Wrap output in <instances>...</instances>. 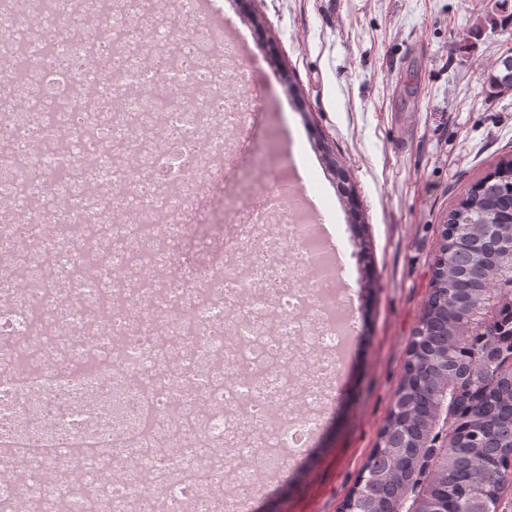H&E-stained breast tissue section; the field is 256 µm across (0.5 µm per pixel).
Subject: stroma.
<instances>
[{
  "label": "stroma",
  "mask_w": 512,
  "mask_h": 512,
  "mask_svg": "<svg viewBox=\"0 0 512 512\" xmlns=\"http://www.w3.org/2000/svg\"><path fill=\"white\" fill-rule=\"evenodd\" d=\"M231 56L249 73L225 128L234 152L184 219L197 280L239 233L213 228L247 201L264 170L307 167L313 201L340 229L353 342L309 447L265 477L249 512H341L404 373L442 225L459 199L512 157V91L486 78L512 52V24L476 30L480 0H213ZM337 161L349 174L328 168Z\"/></svg>",
  "instance_id": "obj_1"
}]
</instances>
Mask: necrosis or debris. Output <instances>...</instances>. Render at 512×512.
Returning <instances> with one entry per match:
<instances>
[{"label": "necrosis or debris", "mask_w": 512, "mask_h": 512, "mask_svg": "<svg viewBox=\"0 0 512 512\" xmlns=\"http://www.w3.org/2000/svg\"><path fill=\"white\" fill-rule=\"evenodd\" d=\"M0 0V512H224L300 451L348 348L350 307L301 212L244 211L231 266L183 282L180 191L236 123L223 36L196 0ZM50 119L16 93L22 53Z\"/></svg>", "instance_id": "necrosis-or-debris-1"}]
</instances>
